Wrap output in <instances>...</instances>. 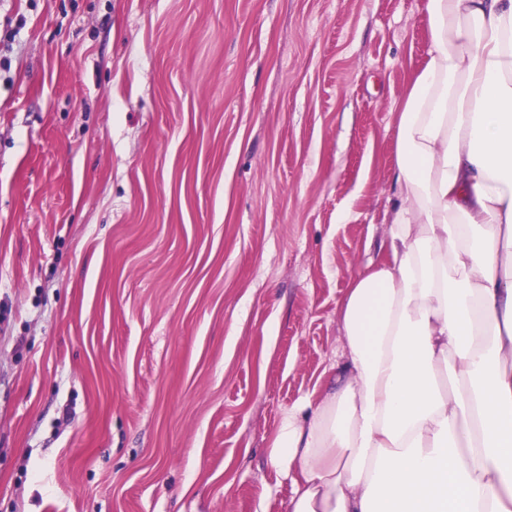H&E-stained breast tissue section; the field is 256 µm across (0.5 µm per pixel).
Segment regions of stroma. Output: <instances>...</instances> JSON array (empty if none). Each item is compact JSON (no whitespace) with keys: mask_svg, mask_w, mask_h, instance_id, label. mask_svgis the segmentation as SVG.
Wrapping results in <instances>:
<instances>
[{"mask_svg":"<svg viewBox=\"0 0 512 512\" xmlns=\"http://www.w3.org/2000/svg\"><path fill=\"white\" fill-rule=\"evenodd\" d=\"M428 46L425 0H0V512H288Z\"/></svg>","mask_w":512,"mask_h":512,"instance_id":"1","label":"stroma"}]
</instances>
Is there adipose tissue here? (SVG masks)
<instances>
[{
  "label": "adipose tissue",
  "mask_w": 512,
  "mask_h": 512,
  "mask_svg": "<svg viewBox=\"0 0 512 512\" xmlns=\"http://www.w3.org/2000/svg\"><path fill=\"white\" fill-rule=\"evenodd\" d=\"M381 261L268 464L289 512H512V0H426Z\"/></svg>",
  "instance_id": "obj_1"
}]
</instances>
